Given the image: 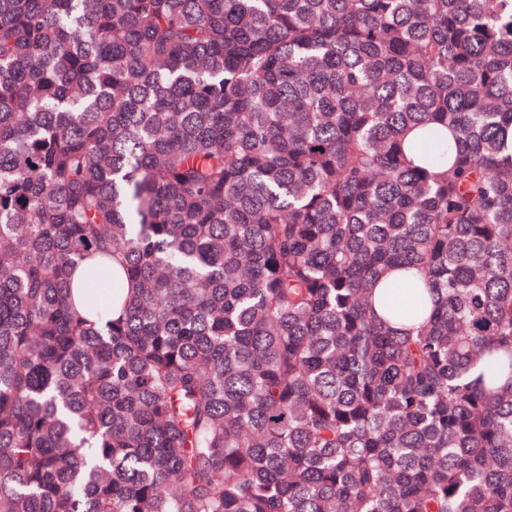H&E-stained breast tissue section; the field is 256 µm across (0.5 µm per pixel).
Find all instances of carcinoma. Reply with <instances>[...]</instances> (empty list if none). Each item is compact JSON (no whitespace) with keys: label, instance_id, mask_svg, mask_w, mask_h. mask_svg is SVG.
<instances>
[{"label":"carcinoma","instance_id":"obj_1","mask_svg":"<svg viewBox=\"0 0 512 512\" xmlns=\"http://www.w3.org/2000/svg\"><path fill=\"white\" fill-rule=\"evenodd\" d=\"M0 512H512V0H0Z\"/></svg>","mask_w":512,"mask_h":512}]
</instances>
